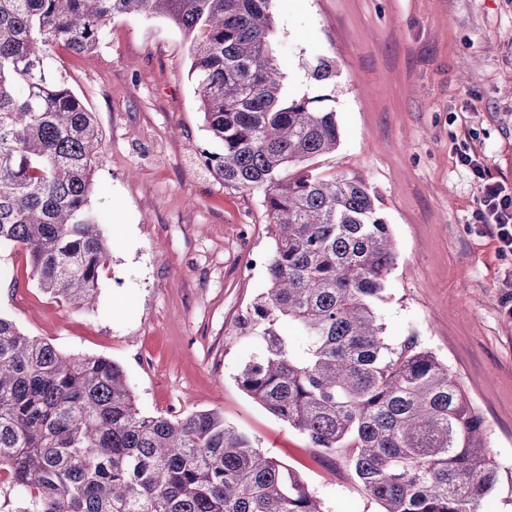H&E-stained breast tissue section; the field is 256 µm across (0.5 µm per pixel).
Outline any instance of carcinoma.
Instances as JSON below:
<instances>
[{
    "mask_svg": "<svg viewBox=\"0 0 512 512\" xmlns=\"http://www.w3.org/2000/svg\"><path fill=\"white\" fill-rule=\"evenodd\" d=\"M273 0H0V246L26 250L39 288L95 305L108 247L88 209L102 131L50 75L57 47L94 51L124 14L193 37L208 167L261 189L266 286L236 327L258 353L237 375L313 447L348 451L381 512H480L499 482L483 415L447 364L378 313L397 253L379 196L311 162L336 151L325 97L290 95L273 55ZM336 79V61L304 64ZM0 483L17 512H324L301 477L214 410L146 415L123 368L72 358L0 315Z\"/></svg>",
    "mask_w": 512,
    "mask_h": 512,
    "instance_id": "carcinoma-1",
    "label": "carcinoma"
}]
</instances>
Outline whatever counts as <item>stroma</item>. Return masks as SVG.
Instances as JSON below:
<instances>
[{
	"label": "stroma",
	"instance_id": "stroma-1",
	"mask_svg": "<svg viewBox=\"0 0 512 512\" xmlns=\"http://www.w3.org/2000/svg\"><path fill=\"white\" fill-rule=\"evenodd\" d=\"M274 52L298 96H327L340 144L326 177L380 197L397 261L380 305L385 335L448 364L488 427L500 481L481 512H512V253L482 224L478 154L512 190V0H273ZM335 60L334 84L305 73ZM191 40L162 18L117 17L98 48L56 50L53 76L103 133L90 193L110 246L96 308L44 294L24 250L0 247V314L71 357L105 356L150 415L223 413L298 472L325 512H380L345 454L313 448L238 385L258 351L235 321L266 285L261 190L203 163L214 150L190 75Z\"/></svg>",
	"mask_w": 512,
	"mask_h": 512
}]
</instances>
